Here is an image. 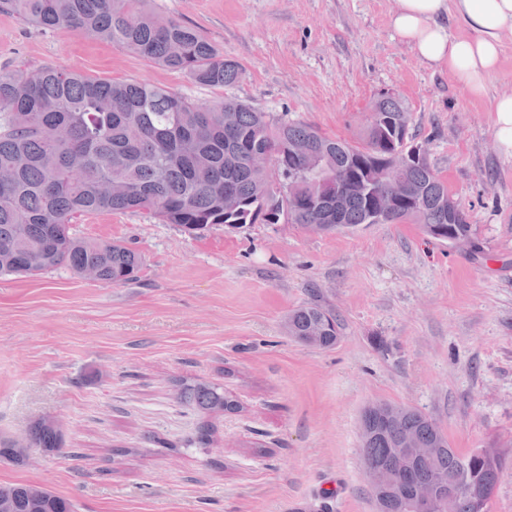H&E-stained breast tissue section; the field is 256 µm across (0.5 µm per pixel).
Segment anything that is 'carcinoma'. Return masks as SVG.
Wrapping results in <instances>:
<instances>
[{
    "mask_svg": "<svg viewBox=\"0 0 512 512\" xmlns=\"http://www.w3.org/2000/svg\"><path fill=\"white\" fill-rule=\"evenodd\" d=\"M0 12L20 17L40 30L70 28L129 50L192 82L222 88L242 78L241 65L220 57L196 28L164 20L149 0H0ZM372 109L404 129L411 113L393 94H383ZM298 144L315 156L297 157ZM406 143L388 128L367 125L362 143L330 138L314 126L282 121L235 99L203 106L162 88L138 81L114 82L45 67L28 73H0V274L36 275L59 267L77 275L92 265L103 284L134 280L141 258L117 242L89 241L72 233L73 220L102 211H145L190 235L222 224L282 221L318 233L354 229L370 223L374 198L384 186L369 173L403 155ZM266 154L292 164V174L278 166L253 168L251 158ZM319 164L341 178L336 196H324L307 176ZM208 175L201 182L199 172ZM405 194L389 223L411 221L436 239H473L472 254L484 253L462 204L448 211L451 193L427 161L408 165ZM128 187L119 195L112 184ZM288 336L305 346L327 349L338 342L341 323L332 311L310 302L288 312ZM181 403L203 414L230 407L215 385L178 381ZM366 407L359 419L361 455L367 468L393 464L390 448L401 436L441 449L430 463L411 468L410 480H458L467 486L457 512H479L469 487L494 488L503 459L480 450L463 454L421 412L403 407L391 418L385 408ZM31 443L46 453L61 447L54 427L34 423ZM212 437L203 421L185 448H205ZM12 497L16 512H76L73 501L45 486L0 484V496Z\"/></svg>",
    "mask_w": 512,
    "mask_h": 512,
    "instance_id": "1",
    "label": "carcinoma"
}]
</instances>
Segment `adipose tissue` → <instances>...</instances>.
I'll list each match as a JSON object with an SVG mask.
<instances>
[{
    "instance_id": "adipose-tissue-1",
    "label": "adipose tissue",
    "mask_w": 512,
    "mask_h": 512,
    "mask_svg": "<svg viewBox=\"0 0 512 512\" xmlns=\"http://www.w3.org/2000/svg\"><path fill=\"white\" fill-rule=\"evenodd\" d=\"M391 25L429 66L448 71L472 97H483L501 66L505 33H512V0H395ZM455 15L469 29L453 36L446 25Z\"/></svg>"
}]
</instances>
